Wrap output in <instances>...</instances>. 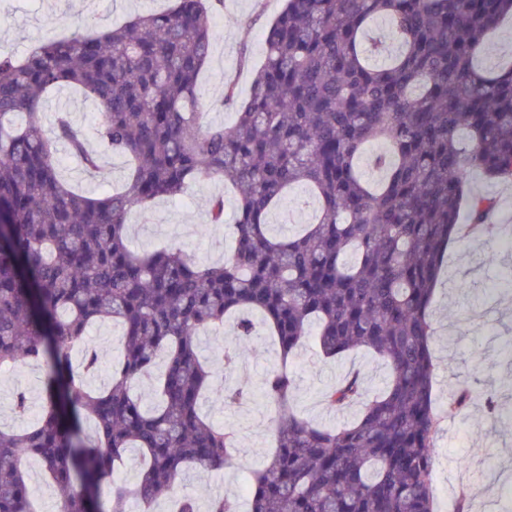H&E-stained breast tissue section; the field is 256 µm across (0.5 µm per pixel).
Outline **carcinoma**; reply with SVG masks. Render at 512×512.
<instances>
[{
	"label": "carcinoma",
	"instance_id": "cac0c4a2",
	"mask_svg": "<svg viewBox=\"0 0 512 512\" xmlns=\"http://www.w3.org/2000/svg\"><path fill=\"white\" fill-rule=\"evenodd\" d=\"M222 2L176 0L21 60L0 54V376L20 361L45 375L36 422L0 429V512H37L28 458L51 478L57 512H128L129 498L154 504L188 467L228 464L234 430L200 413L213 374L197 338L239 313L234 333L246 339L249 312L283 364L262 383L277 406L275 445L250 473L248 512H438L436 283L448 246L482 235L497 208L469 191L471 174L512 184V63L477 65L512 0H286L247 101L224 86V104L237 106L230 125L205 120L197 82ZM378 18L387 39L372 41ZM64 86L96 105L97 140L130 162L122 189L79 193L62 178L60 144L88 173L102 160L68 112L43 132L44 98ZM372 142L387 146L373 160L377 185L358 166ZM201 177L237 191L224 261L131 248L132 206L176 199ZM294 186L313 190L315 219L274 235L270 215ZM105 319L120 326L123 350L110 383L92 390L100 356L85 336ZM313 324L323 356L364 347L389 370L371 400L357 373L324 393L333 409L361 404L341 427L292 408L288 359ZM146 381L153 407L132 390ZM129 448L142 457L132 489L116 476ZM207 512H239L238 501L217 495Z\"/></svg>",
	"mask_w": 512,
	"mask_h": 512
}]
</instances>
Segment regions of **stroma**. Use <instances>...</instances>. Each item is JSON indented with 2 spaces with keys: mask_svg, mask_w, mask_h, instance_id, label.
Returning <instances> with one entry per match:
<instances>
[{
  "mask_svg": "<svg viewBox=\"0 0 512 512\" xmlns=\"http://www.w3.org/2000/svg\"><path fill=\"white\" fill-rule=\"evenodd\" d=\"M173 0H0V50L22 58L40 43L68 35L74 29L92 31L122 24L129 18L170 7ZM284 7L283 0H224L217 16L220 31L200 81L214 123L232 124L233 107L224 103V85L235 82L239 99L249 94L255 67L264 59V31ZM71 112L84 129H91L97 116L94 105L79 91H52L42 107L44 127H52L59 110ZM62 177L72 186L89 192L103 185H122L128 177L124 158L106 152L96 174L84 171L80 160L61 158ZM475 193L490 194L498 201V215L480 238L456 242L449 249L448 269L435 302L434 403L441 423L434 437L437 468L434 494L438 512H451L459 490L470 493L471 512H498L512 503V191L472 175ZM225 199L224 222H210L211 197ZM316 206L306 188L293 189L273 211L271 220L281 234L299 231L315 218ZM235 221L233 192L219 180H197L175 200L158 199L134 207L129 219V239L134 248L152 250L179 245L192 258L215 263L224 258ZM88 341L100 353V369L89 380L90 388L108 383L110 366L121 349L119 332L111 322L92 326ZM234 340L231 330L207 332L199 352L217 370V377L201 401L202 415L235 428L238 448L223 470L198 474L186 471L176 494L194 496L207 505L214 495L229 492L246 501L247 476L272 446L275 406L257 396L239 405L224 401L226 389L259 388L266 373L280 363L274 338L256 336L241 343L237 367H221L220 354ZM297 388L294 405L305 420L327 427L352 421L358 407L335 410L328 407L324 392L350 372H359L364 396L372 398L384 387L388 370L379 357L359 350L338 358L324 357L313 339H306L289 363ZM468 384L473 398L461 412L449 410L448 400L460 384ZM26 391L32 414H39L44 391L43 370L33 363L18 364L0 378V426H16L13 398ZM499 404L498 415H488L487 397Z\"/></svg>",
  "mask_w": 512,
  "mask_h": 512,
  "instance_id": "stroma-1",
  "label": "stroma"
}]
</instances>
